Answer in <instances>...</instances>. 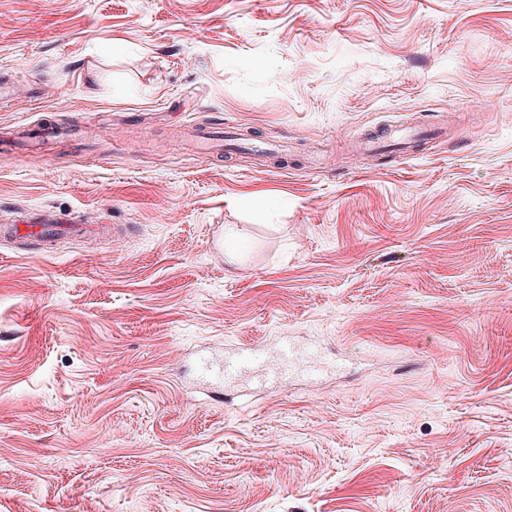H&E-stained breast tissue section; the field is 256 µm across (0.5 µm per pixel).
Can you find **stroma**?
<instances>
[{
  "label": "stroma",
  "instance_id": "obj_1",
  "mask_svg": "<svg viewBox=\"0 0 512 512\" xmlns=\"http://www.w3.org/2000/svg\"><path fill=\"white\" fill-rule=\"evenodd\" d=\"M0 84V225L125 227L0 239V512H512V0H0ZM436 134V130L422 124L409 125L399 129L378 130L368 134L361 146L364 149L393 145L403 149L411 148ZM197 149L202 152H209L221 147L224 142V129L212 127H197L193 132ZM278 357L275 362L250 366H241L231 358H225L223 364L212 370L218 380L231 381L247 379L256 389H264L273 383L288 377L300 369V356L296 349L289 345L288 338L279 340Z\"/></svg>",
  "mask_w": 512,
  "mask_h": 512
}]
</instances>
